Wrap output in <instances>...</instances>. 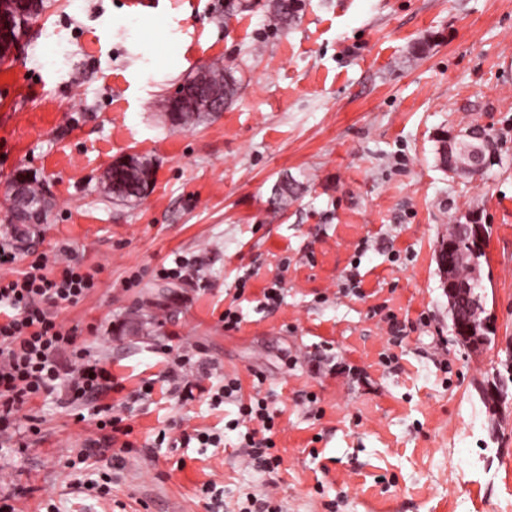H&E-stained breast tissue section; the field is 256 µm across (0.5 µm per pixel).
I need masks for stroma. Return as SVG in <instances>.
Segmentation results:
<instances>
[{
    "mask_svg": "<svg viewBox=\"0 0 512 512\" xmlns=\"http://www.w3.org/2000/svg\"><path fill=\"white\" fill-rule=\"evenodd\" d=\"M248 2L228 15L224 0H47L0 64V237L9 185L28 173L52 207L21 252L66 245L99 267L60 317L122 383L112 402L134 444L77 459L99 434L49 396L40 442L0 433V495L20 512H206L213 482L227 512L265 493L284 512H504L512 392L493 416L479 386L512 352V0H304L284 28L271 0ZM213 63L237 99L172 127L162 100ZM477 125L494 131V165L441 169L437 135ZM127 154L153 163L151 187L104 196ZM468 213L492 228L480 269L495 337L478 351L453 333L436 261ZM177 255L190 273L158 278ZM277 280L282 304L260 309ZM231 306L243 322L228 331ZM393 319L407 326L398 345ZM171 347L198 360L204 389L236 377L243 396L270 398L278 473L240 453L236 404L172 395ZM149 379L151 399L133 401ZM170 420L224 442L153 447ZM106 470L111 494H85Z\"/></svg>",
    "mask_w": 512,
    "mask_h": 512,
    "instance_id": "stroma-1",
    "label": "stroma"
}]
</instances>
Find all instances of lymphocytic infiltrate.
<instances>
[{
    "mask_svg": "<svg viewBox=\"0 0 512 512\" xmlns=\"http://www.w3.org/2000/svg\"><path fill=\"white\" fill-rule=\"evenodd\" d=\"M20 255L0 244V430L17 427L20 441L38 435V424H25L26 410L37 400L52 395L58 385L67 388L66 401L74 408L91 405L92 420L104 440L121 430L107 398L122 392L123 386L89 347L79 339L77 327L60 321L61 310L77 305L89 296L99 281L97 271L78 259L67 258L56 267L47 255L25 263L22 272L14 267ZM69 353L72 368L62 374L58 358ZM213 405H238L236 426L244 427L240 446L255 469L271 473L281 458L275 455L272 434L276 412L268 398L241 399L238 378H225L209 394Z\"/></svg>",
    "mask_w": 512,
    "mask_h": 512,
    "instance_id": "lymphocytic-infiltrate-1",
    "label": "lymphocytic infiltrate"
}]
</instances>
